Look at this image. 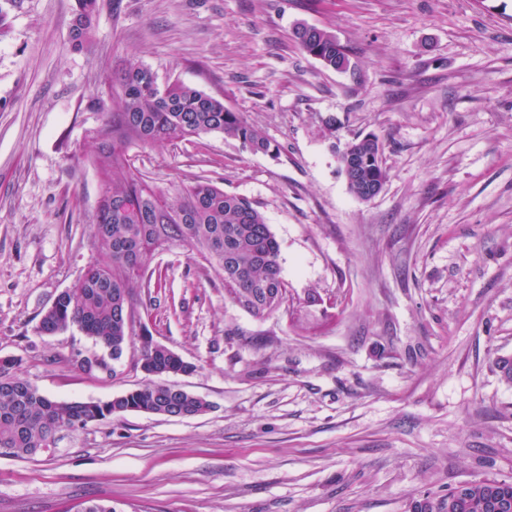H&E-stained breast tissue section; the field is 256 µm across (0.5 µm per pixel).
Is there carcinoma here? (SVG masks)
<instances>
[{
    "label": "carcinoma",
    "instance_id": "carcinoma-1",
    "mask_svg": "<svg viewBox=\"0 0 512 512\" xmlns=\"http://www.w3.org/2000/svg\"><path fill=\"white\" fill-rule=\"evenodd\" d=\"M70 30L75 50L85 48L98 16V0H75ZM298 46L319 57L325 68L341 71L350 65L346 47H336V35L318 27L294 31ZM111 106L95 96L89 108L102 114L93 131L96 150L92 164L103 180L96 207L92 248L95 259L40 318L36 332L54 336L77 327L112 359L120 358L132 323L127 312L135 309L134 284L143 278L159 251L174 246L191 254L224 278V291L232 301L245 302L247 312L263 319L280 312L288 299L281 275L280 246L264 214L248 198L228 193L207 178L185 185L173 182L162 188L132 168L134 146L161 148L175 141L219 132L257 154H275L264 131L224 100L183 82L162 84L148 66L131 62L112 75ZM349 145L367 157L360 182L350 192L365 198L368 182H386L379 140L357 138ZM140 360L148 381L113 397L94 410L76 401L52 400L23 375L20 360L0 367V456L35 454L44 441L64 430L83 428L126 411L164 415L184 411L191 416L206 412L200 396L164 387L166 378L190 374L195 366L162 344L142 340ZM446 512H499L496 505H512V482L483 479L467 487L448 488Z\"/></svg>",
    "mask_w": 512,
    "mask_h": 512
}]
</instances>
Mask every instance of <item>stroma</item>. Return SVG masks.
Masks as SVG:
<instances>
[{"label": "stroma", "mask_w": 512, "mask_h": 512, "mask_svg": "<svg viewBox=\"0 0 512 512\" xmlns=\"http://www.w3.org/2000/svg\"><path fill=\"white\" fill-rule=\"evenodd\" d=\"M75 0H0V356L53 399L142 385L139 334L108 371L72 327H36L93 261L101 177L92 96L130 59L223 98L280 147L220 133L132 147L158 186L205 177L255 202L280 244L294 310L252 317L186 249L138 284L154 340L194 364L172 382L195 417L126 412L0 457V512H414L451 485L512 481V0H99L73 50ZM349 51L343 72L293 40ZM383 145L373 199L338 151ZM294 39L303 52L318 60L325 68L343 71L350 65L346 47H336V35L331 31L318 27L311 28L305 33L295 30ZM316 56H320L321 59Z\"/></svg>", "instance_id": "stroma-1"}]
</instances>
